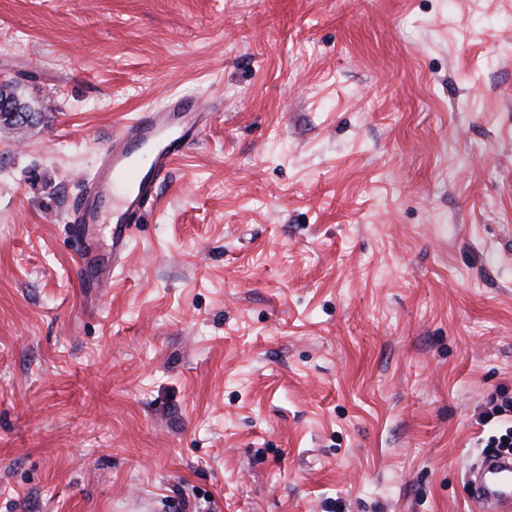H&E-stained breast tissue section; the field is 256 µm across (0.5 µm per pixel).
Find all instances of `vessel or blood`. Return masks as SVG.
Listing matches in <instances>:
<instances>
[{"label":"vessel or blood","instance_id":"obj_1","mask_svg":"<svg viewBox=\"0 0 512 512\" xmlns=\"http://www.w3.org/2000/svg\"><path fill=\"white\" fill-rule=\"evenodd\" d=\"M217 107L192 95L174 94L161 106L140 110L121 127L101 151L102 164L87 179L68 222L82 246L81 272H97L96 242L103 207H112L110 231L112 265L120 267L129 242L157 189L187 148L198 143ZM485 512H512V458L482 457L476 479Z\"/></svg>","mask_w":512,"mask_h":512}]
</instances>
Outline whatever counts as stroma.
<instances>
[{
	"instance_id": "35a3bbf8",
	"label": "stroma",
	"mask_w": 512,
	"mask_h": 512,
	"mask_svg": "<svg viewBox=\"0 0 512 512\" xmlns=\"http://www.w3.org/2000/svg\"><path fill=\"white\" fill-rule=\"evenodd\" d=\"M0 512H481L512 396V0H0ZM219 103L105 287L102 147ZM31 113L30 107L23 102L17 92L13 81L0 82V126L15 128L14 113ZM478 423L490 426L485 446L498 454L512 455V396L492 401L478 415Z\"/></svg>"
}]
</instances>
